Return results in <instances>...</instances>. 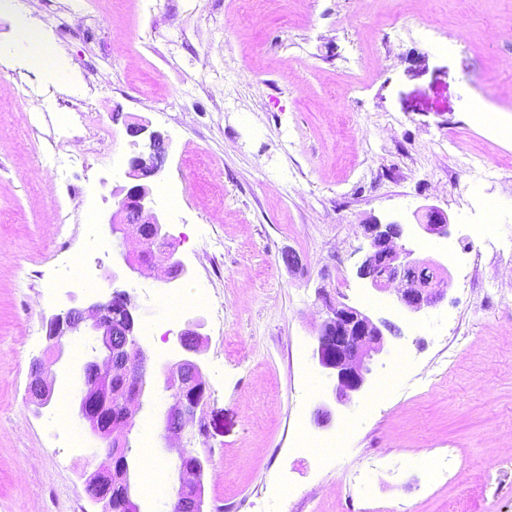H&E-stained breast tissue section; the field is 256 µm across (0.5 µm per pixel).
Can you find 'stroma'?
<instances>
[{"label": "stroma", "mask_w": 512, "mask_h": 512, "mask_svg": "<svg viewBox=\"0 0 512 512\" xmlns=\"http://www.w3.org/2000/svg\"><path fill=\"white\" fill-rule=\"evenodd\" d=\"M85 17L87 31L68 27ZM48 39L67 75L55 112H83L109 132L88 167L61 173L46 157L36 107L21 85H42L16 43L19 20ZM512 0H0V512H98L86 474L96 444L78 413L74 376L88 336L52 354L47 322L109 292L117 210L134 152L130 123L161 133L169 157L151 183L176 255L191 270L173 283L162 267L138 278L139 334L147 351L143 407L129 434L131 492L144 512H168L179 486L164 438L163 368L206 284L219 319L204 317L202 414L206 512H512V287H494L495 263L474 265L483 197L502 206L493 229L512 246ZM108 75L90 90L86 77ZM476 157L497 172H463ZM177 186V207L163 192ZM84 192L90 224L54 234L68 189ZM436 205L449 237L419 233L416 211ZM404 224L418 257L447 267L444 298L417 318L357 275L370 218ZM95 289L64 278L85 234ZM224 242L214 263L198 251ZM296 254L287 266L285 254ZM398 325L370 363L366 389L335 404L317 370L324 299ZM80 349H73V342ZM54 358L53 398L29 400L33 360ZM426 383L374 396L399 359ZM332 411L318 423L321 403ZM342 448H304L335 437ZM160 463L147 484L148 460Z\"/></svg>", "instance_id": "obj_1"}]
</instances>
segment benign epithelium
Wrapping results in <instances>:
<instances>
[{
  "instance_id": "1",
  "label": "benign epithelium",
  "mask_w": 512,
  "mask_h": 512,
  "mask_svg": "<svg viewBox=\"0 0 512 512\" xmlns=\"http://www.w3.org/2000/svg\"><path fill=\"white\" fill-rule=\"evenodd\" d=\"M129 132L137 138L133 142L137 151L129 160L126 176L137 184L127 189L118 210L112 213L106 225L121 247L131 226L135 227L143 247L154 242L160 244L164 250L167 281L185 279L189 269L171 248L167 217L155 207L150 187L139 183L162 171L167 144L159 133H149L143 125L133 126ZM451 226L444 210L436 206L423 208L418 227L425 233L448 237ZM365 230L370 250L359 267L358 276L371 289L394 293L396 304L414 316L443 298L449 283L447 270L439 263L415 257V250L404 242V224L383 223L372 218L365 224ZM119 256L120 259L112 263V269L104 272L105 279L114 285L108 297L88 306L73 303L50 321L48 338L58 347L66 336L93 337L91 358L80 374L78 408L93 435L107 442V446L105 461L88 478L91 496L102 504L103 512H112V490L118 489L122 493L124 512H143L130 493L127 434L142 407L140 375L144 374L147 355L138 335L137 306L128 288L134 275L144 274L145 263L140 258L130 259L123 249ZM200 326L201 320L197 317L186 320L177 337L174 358L166 368L170 402L164 416L165 431L166 435L180 441L179 485L190 492L171 504L175 512H204L203 496L197 492L203 462L192 448L195 438L192 426L207 391L200 363ZM385 329L395 336L401 335V330L388 320L376 322L365 312L341 301L326 304L313 359L333 384L335 402L348 404L363 392L370 373L369 363L384 349ZM52 364L51 360L37 359L30 369L27 393L42 407L49 404L52 395V384L48 381ZM117 379L128 392L122 415L116 419L106 412L104 390Z\"/></svg>"
}]
</instances>
